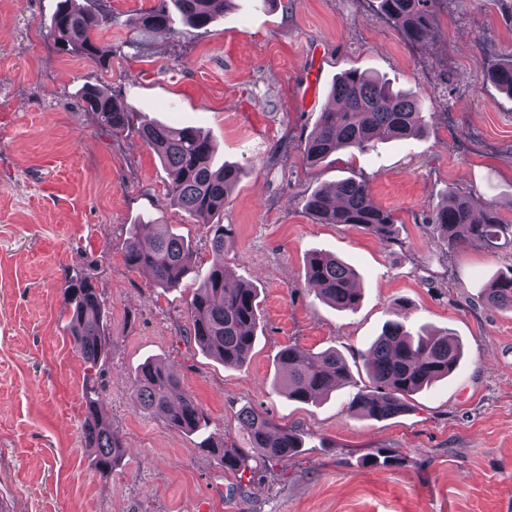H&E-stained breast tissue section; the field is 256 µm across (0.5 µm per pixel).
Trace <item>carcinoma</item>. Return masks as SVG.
Here are the masks:
<instances>
[{
    "instance_id": "obj_1",
    "label": "carcinoma",
    "mask_w": 512,
    "mask_h": 512,
    "mask_svg": "<svg viewBox=\"0 0 512 512\" xmlns=\"http://www.w3.org/2000/svg\"><path fill=\"white\" fill-rule=\"evenodd\" d=\"M226 2L159 0L158 5L139 14L135 28L142 34L166 31L180 38L216 22ZM433 2L379 0V7L407 40L419 42L432 28ZM110 27L112 11L76 10L69 0H61L52 16L50 35L59 52L83 56L104 67L109 54L100 46L97 34ZM490 79L512 95V59L493 69ZM331 96L335 107L319 114L305 141L304 151L313 162L340 149L366 152L379 142L401 141L426 131L428 120L420 101L382 77L346 71L332 86ZM80 99L101 126L114 134L134 131L154 151L169 173L168 196L174 205L207 224L224 213L239 169L216 163L215 146L208 135L190 126L140 122L116 96L96 85H84ZM305 209L320 224H351L386 244L393 239L396 220L373 202L365 180L339 181L332 193L317 189L306 198ZM428 222L436 231V246L444 251L474 245L494 252L512 246V224L492 208L475 213L468 197L451 187L444 200L432 208ZM212 232L211 263L189 301L186 333L210 357L241 366L249 359L256 339L259 292L236 279L224 263L231 247V229L217 223ZM194 255L190 240L162 224L133 225L125 246L126 264L150 270L154 287L164 291L179 286L192 269ZM305 281L316 297L341 311L359 306L354 270L331 253H309ZM63 298L67 332L80 354L95 366L107 357L106 308L101 293L91 276L74 274L65 278ZM483 299L492 307L512 311V266L500 271L483 289ZM460 359V344L453 332H412L403 323L390 321L365 354L372 388L358 390L349 409L375 420L393 418L407 410L408 397L452 374ZM279 360L288 367L281 388L290 400L315 402L350 378L347 361L334 350L300 353L288 345L280 350ZM133 385L139 407L164 419L171 429L194 433L209 425L195 397L180 392L179 380L162 364H142ZM85 399V444L93 450L95 468L107 474L122 457L121 446L105 422L96 390L88 388ZM239 424L250 448L269 462L284 461L301 447L299 431L280 427L253 408L241 410ZM206 447L221 457L224 468H242L244 449L227 448L214 436Z\"/></svg>"
}]
</instances>
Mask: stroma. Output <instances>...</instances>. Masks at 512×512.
<instances>
[{
    "mask_svg": "<svg viewBox=\"0 0 512 512\" xmlns=\"http://www.w3.org/2000/svg\"><path fill=\"white\" fill-rule=\"evenodd\" d=\"M157 0H107V67L58 53V0H0V512H512V312L482 293L512 247L450 252L425 218L456 187L475 208L512 222V95L487 78L512 57V0H438L434 28L408 42L377 0H232L185 38L139 34ZM348 69L378 74L419 98L424 136L343 150L310 164L304 141ZM108 88L143 118L194 126L241 177L224 206L225 263L255 286L260 321L251 356L224 365L186 336L188 275L165 292L124 262L135 224H167L194 240L208 268L209 225L167 196L169 177L133 132L100 126L81 105L84 84ZM356 176L397 221L382 244L348 224H319L308 194ZM327 250L358 273V309L316 298L305 260ZM94 277L108 305L111 352L91 366L65 330L66 274ZM453 331L457 371L413 394L401 415L349 412L369 379L362 359L386 322ZM336 349L351 383L316 403L276 387L279 352ZM166 365L210 419V432L246 448L239 413L252 407L300 430L288 460L225 469L196 433L135 409L133 378ZM125 454L94 467L82 422L85 387ZM391 464L372 467L374 457Z\"/></svg>",
    "mask_w": 512,
    "mask_h": 512,
    "instance_id": "1",
    "label": "stroma"
}]
</instances>
